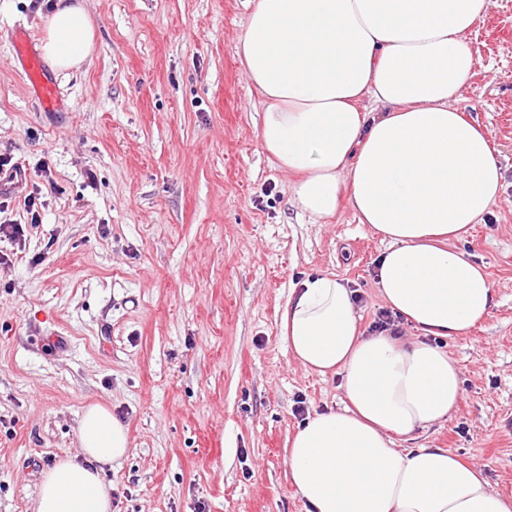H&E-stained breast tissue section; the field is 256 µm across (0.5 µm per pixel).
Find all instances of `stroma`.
<instances>
[{
  "label": "stroma",
  "mask_w": 512,
  "mask_h": 512,
  "mask_svg": "<svg viewBox=\"0 0 512 512\" xmlns=\"http://www.w3.org/2000/svg\"><path fill=\"white\" fill-rule=\"evenodd\" d=\"M253 0H85L92 58L58 74L65 111L26 91L10 33L41 36L49 0H0V512H30L43 471L74 456L85 409L128 429L103 468L112 512H306L287 441L346 403L336 376L293 360L279 311L310 276L356 291L362 328L383 303L384 244L349 202L313 222L259 137L263 104L236 46ZM457 106L504 172L489 221L457 241L494 284L489 316L442 340L461 397L398 439L445 448L512 496V0H490ZM40 196L39 219L27 196Z\"/></svg>",
  "instance_id": "obj_1"
}]
</instances>
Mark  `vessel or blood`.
Here are the masks:
<instances>
[{"instance_id": "vessel-or-blood-1", "label": "vessel or blood", "mask_w": 512, "mask_h": 512, "mask_svg": "<svg viewBox=\"0 0 512 512\" xmlns=\"http://www.w3.org/2000/svg\"><path fill=\"white\" fill-rule=\"evenodd\" d=\"M14 56L21 66L25 86L41 105L43 111L57 112L63 108V96L57 82L49 75L42 57L34 49L24 27L11 33Z\"/></svg>"}]
</instances>
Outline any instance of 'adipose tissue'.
<instances>
[{
  "label": "adipose tissue",
  "mask_w": 512,
  "mask_h": 512,
  "mask_svg": "<svg viewBox=\"0 0 512 512\" xmlns=\"http://www.w3.org/2000/svg\"><path fill=\"white\" fill-rule=\"evenodd\" d=\"M489 0H255L238 38L264 99V150L294 174L295 205L335 215L342 191L386 241L379 296L414 338L364 335L354 293L308 278L281 310L293 359L337 376L343 410L309 417L289 438L290 481L307 512H512V499L445 448L398 438L451 418L457 364L436 338L466 335L490 313L493 284L454 243L492 216L504 174L487 131L456 106L472 79L468 41ZM39 48L50 67L91 58L82 0H55ZM369 107H362V100ZM76 458L43 473L32 512H112L102 468L124 458L126 427L103 405L78 427Z\"/></svg>",
  "instance_id": "ef3b65f1"
}]
</instances>
